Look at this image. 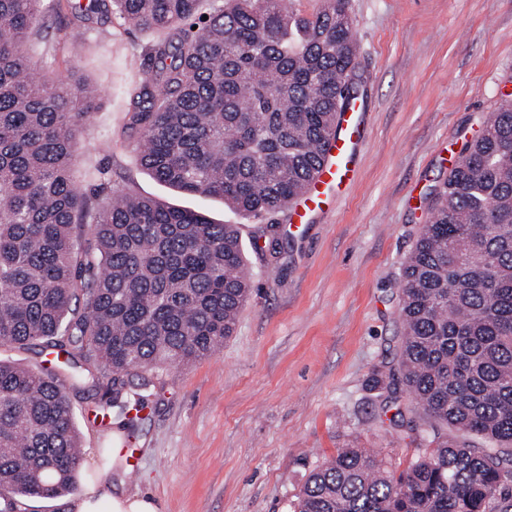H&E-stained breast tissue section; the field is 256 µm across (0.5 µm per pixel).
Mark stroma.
Masks as SVG:
<instances>
[{"label":"stroma","instance_id":"35a3bbf8","mask_svg":"<svg viewBox=\"0 0 512 512\" xmlns=\"http://www.w3.org/2000/svg\"><path fill=\"white\" fill-rule=\"evenodd\" d=\"M359 39L363 146L335 211L296 229L281 224L280 262L254 245L265 219L218 198L177 193L140 166L127 129L139 76L134 60L159 35L120 22L75 26L44 0L30 37L34 67H77L102 92L80 129L73 173L239 225L253 291L222 349L196 363L146 372L149 402L135 431L97 396L73 397L85 455L80 481L123 482L159 512H292L310 471L337 449H377L403 469L429 453L444 426L409 398L417 431L391 428L370 383L395 362L404 259L464 143L512 95V0H347ZM110 141V153L99 150ZM122 436L131 468L107 457Z\"/></svg>","mask_w":512,"mask_h":512}]
</instances>
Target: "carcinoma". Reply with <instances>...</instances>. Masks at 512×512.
I'll use <instances>...</instances> for the list:
<instances>
[{
    "mask_svg": "<svg viewBox=\"0 0 512 512\" xmlns=\"http://www.w3.org/2000/svg\"><path fill=\"white\" fill-rule=\"evenodd\" d=\"M43 0H0V512L71 492L81 442L69 393L112 379L108 407L143 405L138 372L206 358L251 296L236 224L128 191L91 198L72 172L97 90L31 64ZM80 22L113 8L170 31L134 61L129 113L141 167L245 218L284 211L321 161L336 113L359 96L346 0L312 15L287 0H66ZM397 366L374 370L453 427L398 471L341 448L293 512H512V104L467 141L403 265ZM477 437L491 444L478 448Z\"/></svg>",
    "mask_w": 512,
    "mask_h": 512,
    "instance_id": "carcinoma-1",
    "label": "carcinoma"
}]
</instances>
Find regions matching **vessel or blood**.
<instances>
[{
  "label": "vessel or blood",
  "mask_w": 512,
  "mask_h": 512,
  "mask_svg": "<svg viewBox=\"0 0 512 512\" xmlns=\"http://www.w3.org/2000/svg\"><path fill=\"white\" fill-rule=\"evenodd\" d=\"M362 122V107L358 103H350L339 114L336 133L328 142L316 179L306 194L288 206L291 223H311L340 201L344 189L354 180L353 159L362 145Z\"/></svg>",
  "instance_id": "obj_1"
}]
</instances>
